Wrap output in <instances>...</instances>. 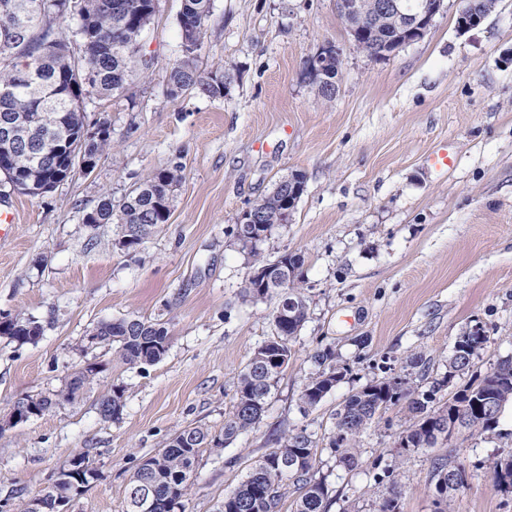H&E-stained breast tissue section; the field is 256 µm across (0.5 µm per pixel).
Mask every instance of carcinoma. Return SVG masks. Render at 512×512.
<instances>
[{"label":"carcinoma","mask_w":512,"mask_h":512,"mask_svg":"<svg viewBox=\"0 0 512 512\" xmlns=\"http://www.w3.org/2000/svg\"><path fill=\"white\" fill-rule=\"evenodd\" d=\"M211 0H181L178 23L181 30V56L170 68L169 94L178 96L193 91L208 97H222L230 75L224 68L204 72L196 65L197 52L202 48ZM155 15L154 0H0V34H16L12 62L0 63V125L8 119L20 120L39 117L29 129L28 143L15 150V169L30 183L17 192L37 197L38 189L57 185L55 170L41 166L40 156L51 145L64 147L83 142V149L92 159H99L110 147V135L85 136L84 116L77 112L75 102L93 93L99 97L122 94L132 78L152 64V58L141 52L140 30L151 24ZM68 17L78 20L77 27L66 35L60 23ZM361 49L376 58L386 57L397 49V32L390 25H375L369 21L364 29ZM84 65L97 74V85L88 90L71 86L76 65ZM342 61L331 60L325 74L314 77L318 93L325 99L336 95V73ZM184 179L183 168L175 165L150 174L129 192L119 205L112 198L100 201L93 211L99 224L112 221L125 226L146 225L154 229L168 222L158 209L159 200L177 189ZM292 193V186L284 179L263 197V227L271 230L281 223L283 201ZM250 249L252 265L266 266L269 261L257 252L262 239L254 236L238 238ZM278 263L291 266L293 278L288 291L295 306L280 319L272 318L275 335L259 346L238 374L233 411L224 419V433L213 435L199 424L175 431L163 448L154 455L142 458L129 479L126 512H185L184 501L192 487L186 480L188 470L196 469L200 448L212 445L222 448L238 435L255 428L265 413L266 400L283 368L292 356L291 343L307 320L309 305L304 293V257L298 253H284ZM246 296L255 301L273 300L268 288H261L252 279L245 282ZM6 330L0 334L26 344L37 341L42 326L32 317H6ZM97 345L115 350L119 359L131 367L151 365L168 350L169 332L165 324L139 318H119L100 322L93 330ZM456 348L448 358V380L469 368L459 353L476 355L482 346L469 336L460 335ZM320 370L309 377L301 394L304 406L319 404L347 374L336 353L326 347L314 355ZM97 373L93 365L74 375L64 389L51 396H27L22 403L44 411L70 402ZM437 389L422 392L407 380L400 382L397 393H392L388 380L371 382L351 394L336 412V436L332 448L338 453V463L351 469L357 465V442L372 423L377 411L389 405L404 403L413 423L402 436L410 448H423L436 443L439 431L435 417L455 418L464 423V438L486 435L495 431L499 419L482 412L490 402L495 413L512 405V359L501 360L482 378L463 385L455 394L454 406L438 411L433 406ZM125 387L112 386L109 394L98 402L104 418L118 421L124 409ZM316 448L305 431H290L278 438L248 471L235 491L224 498L221 512H280V504L288 485L301 490L295 501L294 512H329L330 490L324 480L314 475ZM458 471L467 481V469L459 457L442 459L436 463L434 478L448 469ZM490 472L493 488L512 494V453L492 461ZM97 476L87 456H75L69 466L40 494L42 512H62L82 494ZM378 484L388 483V492L382 497L376 512H398L401 494L393 471L385 469L374 475Z\"/></svg>","instance_id":"1"}]
</instances>
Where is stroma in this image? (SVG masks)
I'll use <instances>...</instances> for the list:
<instances>
[{"label":"stroma","mask_w":512,"mask_h":512,"mask_svg":"<svg viewBox=\"0 0 512 512\" xmlns=\"http://www.w3.org/2000/svg\"><path fill=\"white\" fill-rule=\"evenodd\" d=\"M459 7L443 0L421 39L373 58L352 44L336 0H212L197 65L225 67L232 82L210 98L168 94L181 0H158L144 34L150 68L122 95L86 99L88 132L110 131L95 168L39 197L0 195L16 212L0 238V318L21 314L43 327L34 343L0 336V420L15 401L99 368L72 402L0 431V500L37 496L85 452L97 476L70 512H124L136 463L175 430L222 432L240 370L275 334L272 302L244 294L252 257L236 240L237 218L299 173L304 193L290 221L274 225L259 250L270 260L304 256L308 318L261 422L226 447L201 448L185 512H218L275 438L301 429L317 445L316 475L336 497L330 512H376L385 493L373 480L378 465L394 472L399 512H435V465L453 448L468 480L452 512H512L487 468L512 452V406L496 433L405 450L398 443L410 421L399 403L362 434L356 468L339 466L330 449L337 409L365 384L405 377L435 389L440 407L512 358V0H498L466 32ZM329 43L343 51L330 101L305 69ZM444 143L454 162L439 171L426 158ZM176 164L184 180L170 221L137 251L118 247V225L88 227L104 196L120 201ZM130 317L166 323L159 362L131 367L88 345L100 321ZM477 323L485 348L468 373L448 377L456 338ZM326 347L348 372L304 407L313 356ZM116 385L125 408L112 422L96 402Z\"/></svg>","instance_id":"stroma-1"}]
</instances>
